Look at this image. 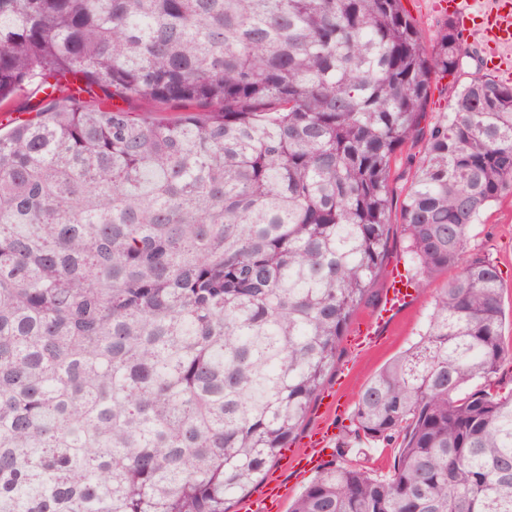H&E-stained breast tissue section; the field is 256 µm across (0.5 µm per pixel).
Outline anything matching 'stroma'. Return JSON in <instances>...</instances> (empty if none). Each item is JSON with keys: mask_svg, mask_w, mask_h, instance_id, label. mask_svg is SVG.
<instances>
[{"mask_svg": "<svg viewBox=\"0 0 512 512\" xmlns=\"http://www.w3.org/2000/svg\"><path fill=\"white\" fill-rule=\"evenodd\" d=\"M467 254L489 258L498 265L503 278L502 304L507 321L504 334L507 341L512 342V195L503 197L488 211L484 223L475 225ZM450 277V272L446 271L424 282L413 306L405 315L384 330L378 343L359 350L355 348L353 338L361 322L376 313L387 284L383 277L375 281L373 296L353 316L336 367L324 386L326 392L338 395L345 406L339 414L331 416L322 402H314L291 443L293 449L304 451L306 434L328 418L333 420L337 436H345L351 425L357 392L385 364L417 339L432 311L435 296Z\"/></svg>", "mask_w": 512, "mask_h": 512, "instance_id": "35a3bbf8", "label": "stroma"}]
</instances>
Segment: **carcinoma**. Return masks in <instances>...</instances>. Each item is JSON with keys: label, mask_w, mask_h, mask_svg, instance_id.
I'll return each mask as SVG.
<instances>
[{"label": "carcinoma", "mask_w": 512, "mask_h": 512, "mask_svg": "<svg viewBox=\"0 0 512 512\" xmlns=\"http://www.w3.org/2000/svg\"><path fill=\"white\" fill-rule=\"evenodd\" d=\"M452 23L402 0H0V512H229L288 447L387 274L391 183L419 341L358 393L290 512H512L502 277L462 261L512 195V85L420 128ZM177 110L159 122L114 103ZM356 448L355 452L350 455V458L358 459L364 463L365 466L374 469L388 468V465L393 461V452L390 448H382L378 445H364ZM358 452V454H356Z\"/></svg>", "instance_id": "carcinoma-1"}]
</instances>
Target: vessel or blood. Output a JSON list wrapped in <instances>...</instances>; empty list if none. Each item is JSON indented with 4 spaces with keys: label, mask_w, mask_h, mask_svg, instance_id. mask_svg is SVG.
I'll return each instance as SVG.
<instances>
[{
    "label": "vessel or blood",
    "mask_w": 512,
    "mask_h": 512,
    "mask_svg": "<svg viewBox=\"0 0 512 512\" xmlns=\"http://www.w3.org/2000/svg\"><path fill=\"white\" fill-rule=\"evenodd\" d=\"M440 6L460 26L470 25L482 32L488 64L500 69L512 60V0H497L494 9L480 15L470 12L467 0H441ZM414 297L415 290L410 278L404 271H394L376 317L359 329L356 344H373L381 325L397 317ZM287 495V486L275 480L269 481L259 498L245 504V512H280V506Z\"/></svg>",
    "instance_id": "obj_1"
}]
</instances>
